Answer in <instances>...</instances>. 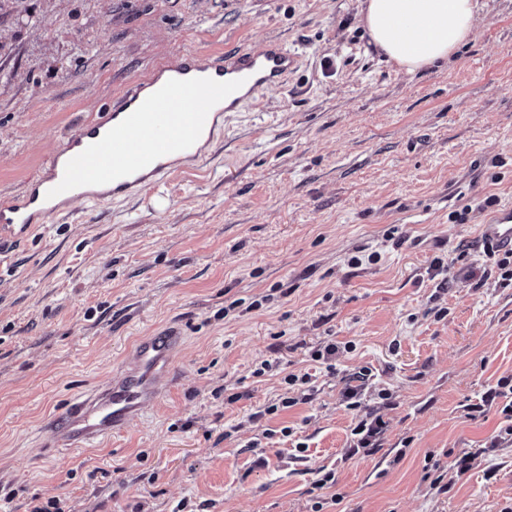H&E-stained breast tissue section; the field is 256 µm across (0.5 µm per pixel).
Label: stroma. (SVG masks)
Returning a JSON list of instances; mask_svg holds the SVG:
<instances>
[{
  "label": "stroma",
  "mask_w": 512,
  "mask_h": 512,
  "mask_svg": "<svg viewBox=\"0 0 512 512\" xmlns=\"http://www.w3.org/2000/svg\"><path fill=\"white\" fill-rule=\"evenodd\" d=\"M481 5L448 66L409 73L374 49L362 0H0V199L165 55L277 39L300 56L206 163L0 239V512L512 507L500 407L465 411L512 377V288L476 247L486 198L512 206V0ZM360 251L380 259L349 266ZM446 256L441 290L428 268ZM172 330L155 402L86 447L50 446L74 398ZM330 340L332 372L310 356ZM288 373L310 375L309 399L252 421L296 398ZM369 413L384 446L351 454ZM433 459L447 491L424 478ZM324 471L336 483L316 489Z\"/></svg>",
  "instance_id": "35a3bbf8"
}]
</instances>
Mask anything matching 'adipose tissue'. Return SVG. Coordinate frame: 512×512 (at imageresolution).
Segmentation results:
<instances>
[{
	"label": "adipose tissue",
	"instance_id": "ef3b65f1",
	"mask_svg": "<svg viewBox=\"0 0 512 512\" xmlns=\"http://www.w3.org/2000/svg\"><path fill=\"white\" fill-rule=\"evenodd\" d=\"M478 0H366L375 46L407 72L448 62L472 35Z\"/></svg>",
	"mask_w": 512,
	"mask_h": 512
}]
</instances>
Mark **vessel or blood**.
<instances>
[{"instance_id":"vessel-or-blood-1","label":"vessel or blood","mask_w":512,"mask_h":512,"mask_svg":"<svg viewBox=\"0 0 512 512\" xmlns=\"http://www.w3.org/2000/svg\"><path fill=\"white\" fill-rule=\"evenodd\" d=\"M298 56L277 40L238 49L210 62L195 53L155 63L75 131L44 162L43 176L0 200V237H26L32 225L67 216L75 197L101 204L140 196L169 175L209 155L227 113L258 106L265 92L283 86ZM478 245L512 249V207L485 219ZM180 336L141 339L132 367L101 392L77 399L50 433L55 446L79 447L120 430L158 396Z\"/></svg>"}]
</instances>
